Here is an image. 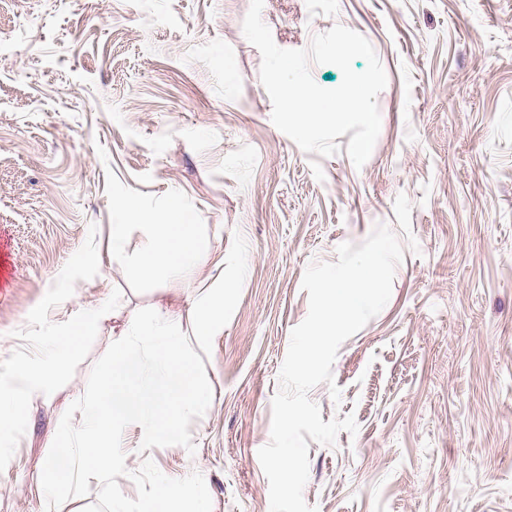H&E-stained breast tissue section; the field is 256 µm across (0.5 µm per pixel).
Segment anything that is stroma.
<instances>
[{"instance_id": "stroma-1", "label": "stroma", "mask_w": 512, "mask_h": 512, "mask_svg": "<svg viewBox=\"0 0 512 512\" xmlns=\"http://www.w3.org/2000/svg\"><path fill=\"white\" fill-rule=\"evenodd\" d=\"M249 7L0 0V360L89 228L99 272L50 320L122 292L73 378L32 402L0 471V512H39L30 473L129 316L168 308L192 327L189 291L127 284L110 248V171L144 194L188 196L208 232L206 284L234 234L248 246L239 303L204 361L213 397L189 427L196 451L141 450L128 426L125 496L148 458L171 478L200 472L212 512H270L258 451L308 313L304 272L383 223L404 245L390 300L338 351L340 401L324 383L310 393L322 420L351 413L358 432L310 443L304 499L317 512H512V0H264L281 48L337 24L372 44L387 85L359 168L274 126L242 31Z\"/></svg>"}]
</instances>
